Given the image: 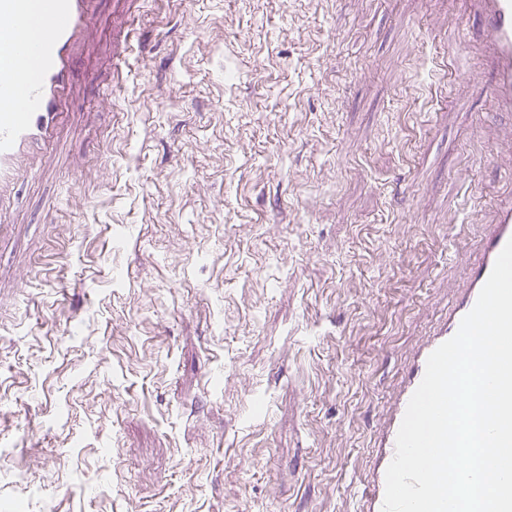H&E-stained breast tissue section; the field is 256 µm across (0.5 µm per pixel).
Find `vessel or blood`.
Wrapping results in <instances>:
<instances>
[{
	"instance_id": "1",
	"label": "vessel or blood",
	"mask_w": 512,
	"mask_h": 512,
	"mask_svg": "<svg viewBox=\"0 0 512 512\" xmlns=\"http://www.w3.org/2000/svg\"><path fill=\"white\" fill-rule=\"evenodd\" d=\"M95 0H50L42 32L28 36L33 0H0V211L12 204L11 190L25 158L54 142L63 108L74 88L76 52L92 22ZM483 21L500 111L512 112V0H474ZM512 239V197L498 206L471 261L467 288L448 310L446 321L418 348L404 388L390 410L386 432L375 444L370 475L360 490V512H382L386 470L408 402L421 383L428 356L453 337L474 307L499 253Z\"/></svg>"
}]
</instances>
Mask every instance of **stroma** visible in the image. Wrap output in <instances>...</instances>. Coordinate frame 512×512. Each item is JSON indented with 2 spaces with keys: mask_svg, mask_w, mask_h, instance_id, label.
<instances>
[{
  "mask_svg": "<svg viewBox=\"0 0 512 512\" xmlns=\"http://www.w3.org/2000/svg\"><path fill=\"white\" fill-rule=\"evenodd\" d=\"M0 233V512H357L512 194L469 0H99ZM509 239H512V197L501 201L495 223L485 226L472 257L467 288L461 290L448 309L446 321L418 348L407 371L404 388L395 405L388 410L391 414L388 428L375 443L370 475L360 490L361 512H382L386 470L395 455L396 437L408 402L424 377L427 358L440 344L456 334L461 320L474 307L499 253Z\"/></svg>",
  "mask_w": 512,
  "mask_h": 512,
  "instance_id": "1",
  "label": "stroma"
}]
</instances>
